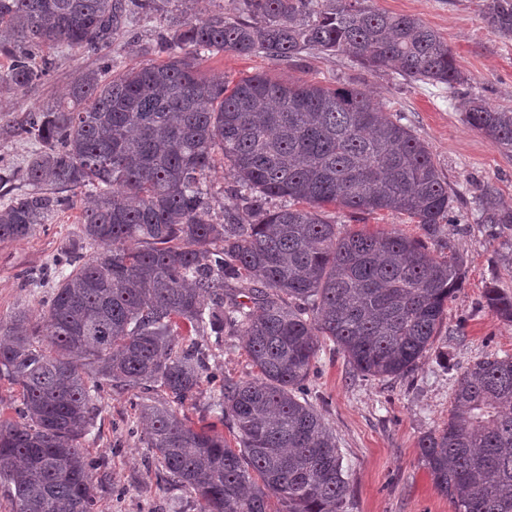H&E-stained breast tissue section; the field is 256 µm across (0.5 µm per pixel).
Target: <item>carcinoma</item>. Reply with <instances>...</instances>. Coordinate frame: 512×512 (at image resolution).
<instances>
[{
    "label": "carcinoma",
    "mask_w": 512,
    "mask_h": 512,
    "mask_svg": "<svg viewBox=\"0 0 512 512\" xmlns=\"http://www.w3.org/2000/svg\"><path fill=\"white\" fill-rule=\"evenodd\" d=\"M240 17L191 14L162 64L109 79L112 31L158 0H0V83L43 85L44 48L101 56L67 102L10 125L39 144L25 165L0 166V240L23 239L90 193L80 244L55 261L41 312L0 322V379L18 387L0 412V481L12 512H95L102 464L82 446L109 388L149 427L143 443L199 512H344L349 496L336 438L309 401L321 343L352 369L385 379L432 349L464 278L451 243L436 258L398 231H343L327 214L398 212L435 241L454 196L428 144L363 89L201 77L199 50L296 61L316 49L412 81L464 83L452 49L422 20L369 0H232ZM483 18L512 38V0H484ZM465 122L512 152V110L468 102ZM237 179L214 217L207 175ZM22 179L27 189L9 188ZM486 224H512L490 191ZM484 301L512 322V294L491 281ZM246 339L247 380L208 364L209 336ZM208 385L210 417L179 409ZM448 425L419 440L420 459L454 512H512V353L456 379ZM230 429L233 441L217 431Z\"/></svg>",
    "instance_id": "1"
}]
</instances>
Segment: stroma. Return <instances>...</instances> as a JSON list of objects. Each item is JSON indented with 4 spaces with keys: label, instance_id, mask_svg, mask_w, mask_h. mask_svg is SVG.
<instances>
[{
    "label": "stroma",
    "instance_id": "obj_1",
    "mask_svg": "<svg viewBox=\"0 0 512 512\" xmlns=\"http://www.w3.org/2000/svg\"><path fill=\"white\" fill-rule=\"evenodd\" d=\"M391 14L411 15L437 30L453 49L467 83L450 91L413 82L392 71H367L343 56L312 50L298 62H275L263 55L229 52L199 56L200 74L235 82L266 74L277 82L304 80L323 85L351 83L404 115L414 134L430 146L434 160L455 196L457 225L452 243L466 263L460 290L449 300L433 351L412 373L398 378L367 380L352 370L332 347L321 350L313 381L316 404L336 436L350 483L346 512H454L448 498L435 489L420 461L418 442L426 432L442 428L454 408V382L435 363L447 353L457 370L495 353H512V322L499 318L484 303L490 280L512 292V264L503 260L512 243V227L483 223L471 203L479 190L490 189L497 201L512 208V153L499 150L464 120L467 101L479 98L498 109H512V39L502 38L483 20L482 0H371ZM234 14L231 0H165L158 14L127 17L112 36V76L168 55L157 44L170 34L172 21L186 13L205 18ZM55 67L38 89L0 86V159L24 165L34 142L15 137L6 124L25 112L63 100L74 76L97 68L98 55L52 50ZM79 208L58 211L52 223L37 227L22 240L0 241V320L18 310L39 312L56 285L47 270L81 234ZM337 223L370 231H400L422 236L407 216L381 211L350 215L337 211ZM211 369L245 380L255 370L244 340L228 336L213 350ZM97 416L83 441L90 456L104 464L96 488L97 512H198L187 491L169 484L158 471L151 449L142 441L143 426L127 395L105 391L96 400Z\"/></svg>",
    "mask_w": 512,
    "mask_h": 512
}]
</instances>
